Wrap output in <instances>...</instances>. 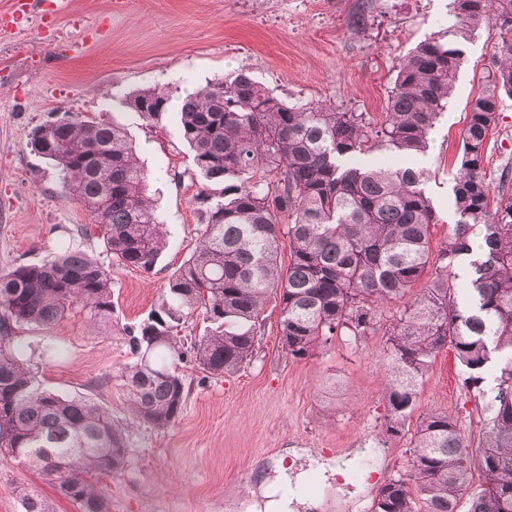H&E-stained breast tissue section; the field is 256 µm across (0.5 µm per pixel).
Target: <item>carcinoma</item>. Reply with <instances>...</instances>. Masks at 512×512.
<instances>
[{"label": "carcinoma", "instance_id": "1", "mask_svg": "<svg viewBox=\"0 0 512 512\" xmlns=\"http://www.w3.org/2000/svg\"><path fill=\"white\" fill-rule=\"evenodd\" d=\"M448 16L446 39L430 37L400 61L378 127L362 112L287 104L246 69L183 98L179 133L202 180L194 198L202 230L157 308L128 330L137 355L121 375L130 424L175 422L184 403L179 364L218 375L251 362L272 293L280 299L281 348L296 359L342 336L366 339L382 310L395 305L383 346L381 434L410 435L408 470L376 489L369 512H459L466 495L467 512H512V197L491 195L484 165L490 127L512 99V0H449ZM489 24L500 42L461 132L452 187L457 220L433 250L430 172L362 157L385 149L411 160L427 151L464 46ZM131 104L157 125L170 112V95L148 86L126 97ZM31 144L89 213L110 262L68 246L0 274V454L50 477L78 512H110L99 478L125 469V427L91 398L43 389L14 335L73 310L96 327L112 323V268L151 272L166 231L147 196L148 173L119 123L68 114L35 126ZM476 234L487 250L469 261L458 302L455 269ZM429 268V286L411 293ZM196 313L207 326L187 347L179 327ZM446 346L466 387L480 388L488 374L495 382L476 447L447 413L412 420L418 387ZM475 471L482 484L471 494ZM17 495L22 512H53L33 488Z\"/></svg>", "mask_w": 512, "mask_h": 512}]
</instances>
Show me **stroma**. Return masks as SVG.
Here are the masks:
<instances>
[{"label":"stroma","instance_id":"obj_1","mask_svg":"<svg viewBox=\"0 0 512 512\" xmlns=\"http://www.w3.org/2000/svg\"><path fill=\"white\" fill-rule=\"evenodd\" d=\"M367 23L353 29L351 16ZM448 27V0H39L0 29V271L37 263L74 244L104 258L97 238L78 236L87 212L68 198L57 172L29 139L31 129L64 113L124 124L149 174L148 193L167 229V247L148 273L113 268L109 328L71 314L17 336L33 352L44 388L86 396L128 418L119 375L135 362L126 334L155 308L170 275L194 251L200 182L173 117L151 126L120 98L156 85L175 100L240 69L289 103H331L384 117L395 66ZM500 33L483 27L465 48L452 97L417 165L436 215L434 238L456 220L451 162L481 91ZM485 168L496 195H512V100L488 136ZM279 300L269 297L253 361L232 374L180 365L184 404L165 429L133 426L125 471L102 478L111 512H245L251 491L278 466L309 472L317 512H369L377 487L408 466V438L381 435L385 414V338L336 340L295 359L277 336ZM467 388L451 348H443L418 388L416 414L445 412L471 438L486 414L485 390ZM35 487L54 512H76L52 482L0 456V512H22L14 489Z\"/></svg>","mask_w":512,"mask_h":512}]
</instances>
